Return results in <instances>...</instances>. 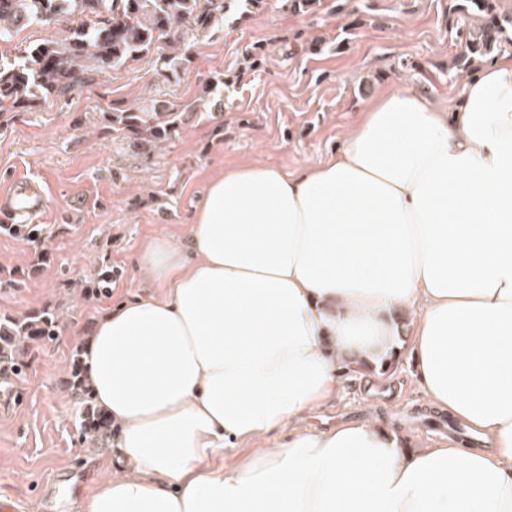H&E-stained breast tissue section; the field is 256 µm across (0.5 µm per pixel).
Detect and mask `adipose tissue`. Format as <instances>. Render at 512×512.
<instances>
[{"label": "adipose tissue", "instance_id": "obj_1", "mask_svg": "<svg viewBox=\"0 0 512 512\" xmlns=\"http://www.w3.org/2000/svg\"><path fill=\"white\" fill-rule=\"evenodd\" d=\"M362 113L301 172L214 177L184 236L145 247L144 292L83 347L116 437L77 512H512V53L449 110L393 91ZM404 350L483 449L304 426Z\"/></svg>", "mask_w": 512, "mask_h": 512}]
</instances>
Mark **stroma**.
Masks as SVG:
<instances>
[{"label":"stroma","mask_w":512,"mask_h":512,"mask_svg":"<svg viewBox=\"0 0 512 512\" xmlns=\"http://www.w3.org/2000/svg\"><path fill=\"white\" fill-rule=\"evenodd\" d=\"M461 2L317 0L294 11L288 0H228L223 21L185 33L194 57L178 77L157 75L163 44L69 97L0 118V194L19 175L42 183L48 209L37 222L50 230L36 243L0 234V317L49 309L60 318L56 340L33 344L22 372L0 382V496L15 512H74L76 497L95 486L111 448L85 441L68 379L100 313L139 294L147 243L180 236L220 173L253 162L291 171L320 163L384 91L451 105L464 79L452 67L460 35L481 21ZM155 102L202 109L147 156L129 140L100 136L106 113ZM111 268L109 297H84V282ZM18 275L21 287L10 286ZM428 412L405 362L382 382L346 375L310 423L379 417L425 443L447 427L405 419Z\"/></svg>","instance_id":"1"}]
</instances>
